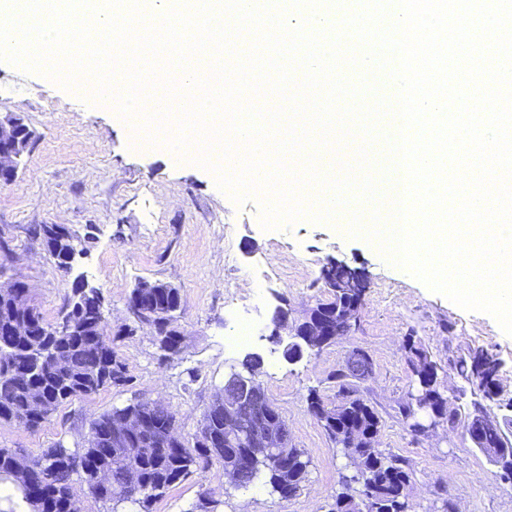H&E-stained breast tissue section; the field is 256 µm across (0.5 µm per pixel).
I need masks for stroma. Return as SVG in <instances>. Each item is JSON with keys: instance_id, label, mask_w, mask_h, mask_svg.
<instances>
[{"instance_id": "35a3bbf8", "label": "stroma", "mask_w": 512, "mask_h": 512, "mask_svg": "<svg viewBox=\"0 0 512 512\" xmlns=\"http://www.w3.org/2000/svg\"><path fill=\"white\" fill-rule=\"evenodd\" d=\"M0 113L16 114L35 130L18 177L0 187V263L28 283L48 322L59 321L71 301L74 275L85 276L103 300L117 351L132 377L73 400L38 429L0 421V448L28 455L61 443L87 444L94 419L138 399L161 401L177 415L185 438L246 354L261 357L259 379L288 422L293 447L312 460L298 496L283 499L264 481L234 487L220 465L176 483L150 512H192L204 491L217 512H328L352 464L333 447L310 414L306 397L317 390L340 400L332 375L347 351L364 349L373 376L350 385L381 419L376 446L401 457L411 473L410 512H512V484L473 447L464 428L428 436L410 431L398 408L407 398L414 338L438 365L453 408L467 413L474 394L457 373L460 357L484 348L502 364L501 395L491 412L512 413V336L489 314L467 311L387 262L377 244L349 235L339 220L301 219L276 229L261 225L256 200L236 204L213 171L195 161L172 164L161 147L133 148V132L114 113L98 108L40 73L0 60ZM62 224L94 240L73 274L61 272L33 228ZM330 260L364 271L369 288L357 326L342 342L297 362L286 360L269 337L274 311L294 316L324 299L322 266ZM267 288L256 314L261 326L244 348L225 352V336L239 329V312L254 279ZM143 280L178 288V324L184 343L163 359L148 327L135 325L128 298Z\"/></svg>"}]
</instances>
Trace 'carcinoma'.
I'll return each mask as SVG.
<instances>
[{"instance_id": "obj_1", "label": "carcinoma", "mask_w": 512, "mask_h": 512, "mask_svg": "<svg viewBox=\"0 0 512 512\" xmlns=\"http://www.w3.org/2000/svg\"><path fill=\"white\" fill-rule=\"evenodd\" d=\"M128 303H139L154 312L164 311L180 304V293L167 288L158 292L152 289L139 297L130 295ZM101 307L100 293L87 294L79 313L69 309L63 315L65 320L77 319L85 325V330L58 336L55 325L44 318L34 303L30 289L11 288L0 293V315L6 310L13 311L28 322L30 331L28 336L0 335V421L15 422L36 430L66 403L95 394L108 385H126L132 380L127 364L116 352V337L103 322ZM358 351L357 347L351 349L333 375L342 388L352 379L365 381L373 375V371L361 370L352 361ZM408 351L414 360L412 389L429 399L434 411L442 415L448 413V396L439 389L437 363L422 347L413 343L408 344ZM56 356L64 362L61 373L47 367ZM456 368L458 375L479 396L464 421L466 428L475 430L480 415L488 412L486 402L501 390L500 369L496 358L482 349L470 351L457 362ZM36 396L44 403L41 413L32 406V398ZM128 411L140 412L149 419L148 438L154 441L178 428L174 412L139 399L123 407H114L96 418L90 427L88 447L76 451L58 443L45 448L31 457V468L27 472L17 467L16 452L0 448V482L11 479L19 491L18 500H9L6 512H19L23 505L31 506L33 512H70L71 481L75 474L80 475L95 498L113 502L111 490L99 487L94 481L93 467L99 463L109 467L113 486L121 488L132 478H137L143 484V493L127 496L119 503L143 507L162 497L172 485L189 474L203 472L215 463L227 467L233 458L245 451L241 446H217L224 442V417L220 416L212 429V441L208 443L197 437L191 444L182 439L168 447L138 448L134 455L124 456L121 449L108 447V442L112 421ZM321 426L336 445L357 432L379 431L381 419L366 401L355 398L338 422L323 421ZM475 448L501 471L505 479L512 480V434L502 425L480 429ZM310 465V457L299 449L292 465L273 470L259 464L240 486L245 488L263 475L271 488L285 484L294 497L302 489ZM364 485L378 499L380 512H405L408 503L400 490L410 485V473L401 458L372 449ZM351 490V481H343L329 512H350L346 500Z\"/></svg>"}]
</instances>
